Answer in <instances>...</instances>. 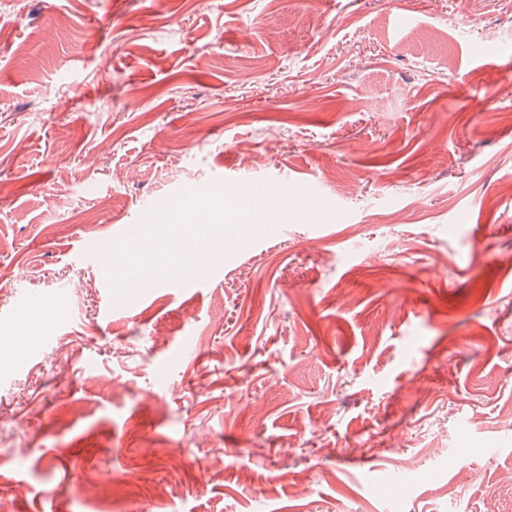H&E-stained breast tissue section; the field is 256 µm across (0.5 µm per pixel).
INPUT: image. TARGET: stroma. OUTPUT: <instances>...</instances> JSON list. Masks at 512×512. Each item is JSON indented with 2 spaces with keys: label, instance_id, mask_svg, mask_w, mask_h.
I'll list each match as a JSON object with an SVG mask.
<instances>
[{
  "label": "stroma",
  "instance_id": "1",
  "mask_svg": "<svg viewBox=\"0 0 512 512\" xmlns=\"http://www.w3.org/2000/svg\"><path fill=\"white\" fill-rule=\"evenodd\" d=\"M454 10L0 0V512H512V0Z\"/></svg>",
  "mask_w": 512,
  "mask_h": 512
}]
</instances>
